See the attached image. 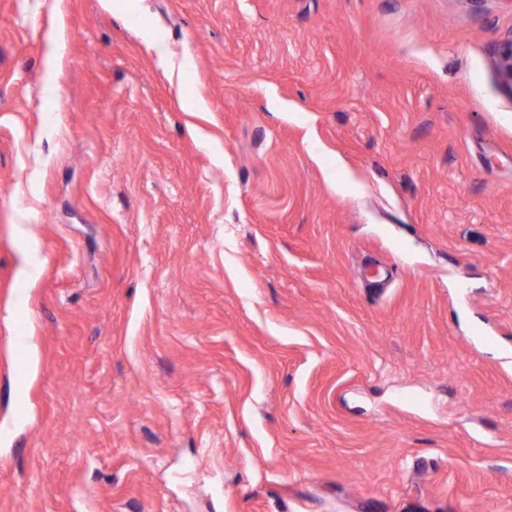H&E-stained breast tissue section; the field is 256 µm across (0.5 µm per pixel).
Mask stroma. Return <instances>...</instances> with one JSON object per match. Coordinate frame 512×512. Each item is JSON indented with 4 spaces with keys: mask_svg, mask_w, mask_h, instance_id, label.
I'll list each match as a JSON object with an SVG mask.
<instances>
[{
    "mask_svg": "<svg viewBox=\"0 0 512 512\" xmlns=\"http://www.w3.org/2000/svg\"><path fill=\"white\" fill-rule=\"evenodd\" d=\"M128 10L0 0V512H512V0ZM496 72L501 86L512 97V39L498 53Z\"/></svg>",
    "mask_w": 512,
    "mask_h": 512,
    "instance_id": "obj_1",
    "label": "stroma"
}]
</instances>
